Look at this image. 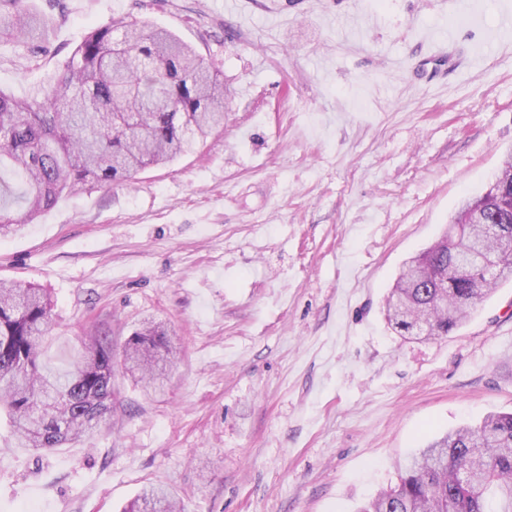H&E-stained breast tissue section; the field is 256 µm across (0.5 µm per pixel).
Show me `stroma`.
<instances>
[{"instance_id": "1", "label": "stroma", "mask_w": 512, "mask_h": 512, "mask_svg": "<svg viewBox=\"0 0 512 512\" xmlns=\"http://www.w3.org/2000/svg\"><path fill=\"white\" fill-rule=\"evenodd\" d=\"M46 51L0 43L25 97L121 16L221 76L226 121L193 152L60 199L0 238V281L44 288L65 367L94 327L147 317L181 348L162 392L116 374L109 431L50 453L0 424V512H359L427 435L512 412V280L448 336L397 333L403 262L512 149V0H32ZM481 58L437 72L438 43ZM177 501L168 490L145 486L124 507L123 512H178Z\"/></svg>"}]
</instances>
